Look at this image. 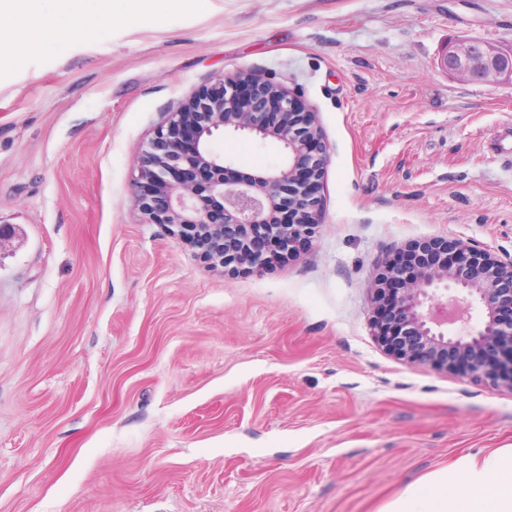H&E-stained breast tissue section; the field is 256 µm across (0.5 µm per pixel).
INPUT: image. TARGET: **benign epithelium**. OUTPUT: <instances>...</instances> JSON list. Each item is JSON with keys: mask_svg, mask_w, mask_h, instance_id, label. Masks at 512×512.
Returning <instances> with one entry per match:
<instances>
[{"mask_svg": "<svg viewBox=\"0 0 512 512\" xmlns=\"http://www.w3.org/2000/svg\"><path fill=\"white\" fill-rule=\"evenodd\" d=\"M441 65L467 81L512 83V48L485 41H458ZM224 134L271 144L280 162L241 171L212 147ZM329 160L316 112L280 84L236 72L166 113L131 188L144 223L232 272L261 275L316 236ZM373 300V336L391 356L512 390V260L461 238L416 242L381 262ZM474 304L485 318L473 329L462 312Z\"/></svg>", "mask_w": 512, "mask_h": 512, "instance_id": "obj_1", "label": "benign epithelium"}]
</instances>
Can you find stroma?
Listing matches in <instances>:
<instances>
[{"mask_svg": "<svg viewBox=\"0 0 512 512\" xmlns=\"http://www.w3.org/2000/svg\"><path fill=\"white\" fill-rule=\"evenodd\" d=\"M468 38L512 46V0H158L0 56V512H378L512 448V390L403 363L369 326L407 244L512 260V84L442 67ZM237 71L330 147L317 237L259 276L143 223L130 190L166 112Z\"/></svg>", "mask_w": 512, "mask_h": 512, "instance_id": "obj_1", "label": "stroma"}]
</instances>
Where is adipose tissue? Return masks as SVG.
<instances>
[{"mask_svg":"<svg viewBox=\"0 0 512 512\" xmlns=\"http://www.w3.org/2000/svg\"><path fill=\"white\" fill-rule=\"evenodd\" d=\"M52 12L29 19L32 0H0V45L13 56L59 51L95 31L86 0H54ZM380 512H512V448L471 452L389 499Z\"/></svg>","mask_w":512,"mask_h":512,"instance_id":"adipose-tissue-1","label":"adipose tissue"}]
</instances>
